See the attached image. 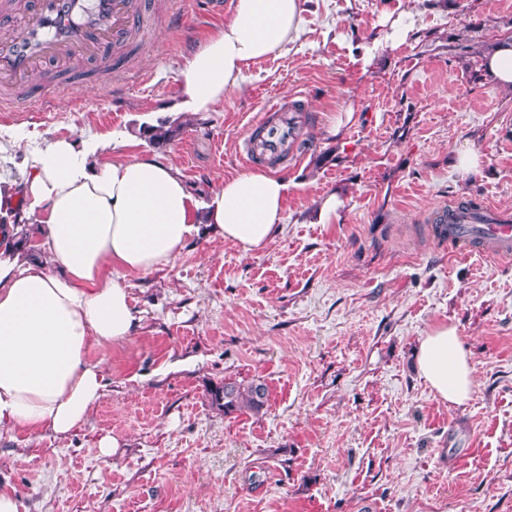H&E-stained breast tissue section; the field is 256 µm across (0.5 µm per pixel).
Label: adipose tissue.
Here are the masks:
<instances>
[{
	"label": "adipose tissue",
	"mask_w": 512,
	"mask_h": 512,
	"mask_svg": "<svg viewBox=\"0 0 512 512\" xmlns=\"http://www.w3.org/2000/svg\"><path fill=\"white\" fill-rule=\"evenodd\" d=\"M306 0H234L219 32L181 71L189 109L206 112L240 89L249 64L301 31ZM108 137L77 149L49 141L18 171L0 143V439L61 440L87 421L110 384L95 346L134 336L140 318L126 274L173 264L207 225L242 254L263 248L284 222V178L249 170L225 178L199 210L178 169L152 154L118 156ZM46 254L31 258L23 238ZM436 397L464 404L476 380L457 330L432 328L417 354Z\"/></svg>",
	"instance_id": "obj_1"
}]
</instances>
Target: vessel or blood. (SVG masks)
<instances>
[{
	"label": "vessel or blood",
	"mask_w": 512,
	"mask_h": 512,
	"mask_svg": "<svg viewBox=\"0 0 512 512\" xmlns=\"http://www.w3.org/2000/svg\"><path fill=\"white\" fill-rule=\"evenodd\" d=\"M145 9V0H0V87L22 85L43 64L72 56L112 71L121 61L119 44L135 34ZM269 110L270 118L256 122L259 134L250 139L246 159L281 165L301 133L308 107L295 96L275 101ZM428 220L452 225L447 240L454 254H467L479 235L497 245L500 258L512 257L510 211L456 202L437 206Z\"/></svg>",
	"instance_id": "obj_1"
}]
</instances>
